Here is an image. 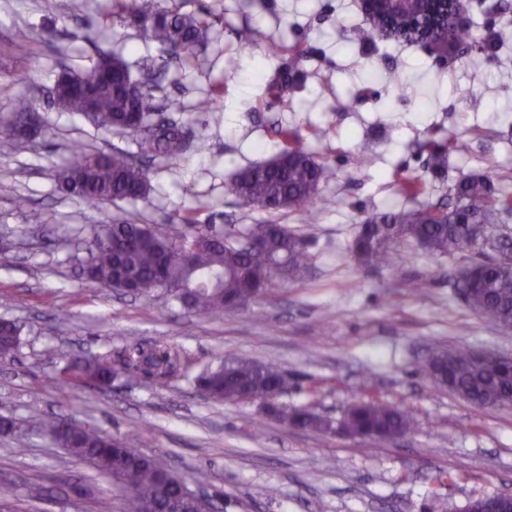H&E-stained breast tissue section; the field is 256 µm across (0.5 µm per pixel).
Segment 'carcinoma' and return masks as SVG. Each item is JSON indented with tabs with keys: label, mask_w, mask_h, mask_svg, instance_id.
Returning a JSON list of instances; mask_svg holds the SVG:
<instances>
[{
	"label": "carcinoma",
	"mask_w": 512,
	"mask_h": 512,
	"mask_svg": "<svg viewBox=\"0 0 512 512\" xmlns=\"http://www.w3.org/2000/svg\"><path fill=\"white\" fill-rule=\"evenodd\" d=\"M112 17L141 30L167 51L170 60L190 54L204 42L211 22L205 17L163 10L158 0H112ZM164 65L148 55L140 61L135 79L121 56L103 52L94 66L78 72L63 71L55 83V103L64 112L87 117L102 129H115L133 137L137 157L120 147L109 153L79 152L58 173L61 191L91 204L112 200L136 201L149 189L142 161H177L202 145L194 142L184 124L160 112L155 90ZM15 115L41 124L35 99L18 98ZM281 148L270 160L237 171L227 192L249 206L268 213L308 208L316 200L319 186L335 172L316 160L303 138L285 128L279 131ZM433 166H445L448 154H463L469 144L450 139L448 144H425ZM512 212V195L497 192L490 182L469 177L455 188L453 202L446 206L413 207L382 213L363 224L351 245L357 261L364 265H393L392 244L412 240L427 251L460 255L468 264L458 271L466 276L469 306L491 309L501 322L512 320V268L478 258L480 248L492 244L507 255L512 238L495 240L487 230L501 223L502 214ZM170 236L146 224L123 221L93 230L89 259L83 267L87 279L102 288H119L129 278L136 280L140 294L161 288L171 298L198 313L222 317L265 294L277 277L304 280L309 257L304 239L281 224L264 222L247 227L243 239L215 224ZM22 328L11 320L0 321V359L16 354ZM187 369L182 350L168 344L128 345L119 359L106 353L73 358L60 370L61 383L73 392L92 385L111 386L120 375L136 374L155 386H164ZM423 370L436 384L475 406L496 408L512 397V368L501 367L487 356L465 348L436 345ZM198 387L217 401H235L242 395L266 400L288 390V380L272 367L260 363H223L197 378ZM287 425L304 430L330 429L329 423L305 410H277ZM413 426L411 412L394 404L360 402L350 405L341 420L350 434L396 437ZM35 431L65 448L67 453L112 478L120 493L121 512L167 509L183 495L179 484L165 483L153 462L131 448L94 429L65 417L47 416L34 423Z\"/></svg>",
	"instance_id": "cac0c4a2"
}]
</instances>
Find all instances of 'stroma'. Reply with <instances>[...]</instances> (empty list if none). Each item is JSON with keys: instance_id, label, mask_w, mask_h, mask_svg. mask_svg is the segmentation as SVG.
<instances>
[{"instance_id": "35a3bbf8", "label": "stroma", "mask_w": 512, "mask_h": 512, "mask_svg": "<svg viewBox=\"0 0 512 512\" xmlns=\"http://www.w3.org/2000/svg\"><path fill=\"white\" fill-rule=\"evenodd\" d=\"M57 2L0 0V121L30 96L43 124L34 141L0 139V319L22 327L15 358L0 362V416L18 425L0 435V501L37 483L44 496L32 512H100L103 502L118 512L111 478L31 433L30 423L50 413L152 456L190 489L220 499L223 512H460L471 499L512 492V408L474 406L421 371L437 344L512 355V330L460 295L464 258L400 241L391 269L360 266L350 250L367 219L406 206L399 177L423 179L419 206L449 202L450 189L471 176L512 193V39L493 42L512 20V0H471L475 44L451 62L418 44L358 43V0H161L212 22L207 44L171 64L156 92L204 149L150 164L145 199L98 206L61 192L57 174L74 149L131 152L132 138L60 111L49 91L63 71L93 65L97 50L120 54L134 73L142 56L164 51L112 19L111 0H71L65 13ZM21 28L32 31L28 42L16 41ZM270 38L303 53L267 56ZM283 70L289 86L279 101L265 82ZM215 86L222 109L197 111ZM281 127L304 136L336 172L313 209L279 219L309 243L305 280H275L268 295L212 318L161 289L135 299L86 279L90 228L116 217L171 234L185 231L188 217L239 234L265 220L227 184L278 153ZM429 138H461L469 150L449 154L438 178L426 167ZM366 148L375 162L363 169L356 156ZM186 184L193 194H183ZM402 276L415 290L398 287ZM133 341L181 349L187 371L163 387L122 376L108 391L75 394L59 383L64 357ZM236 360L286 374L280 402L289 408L336 422L351 404L378 401L410 410L414 427L389 441L300 431L261 401L199 392L195 377Z\"/></svg>"}]
</instances>
